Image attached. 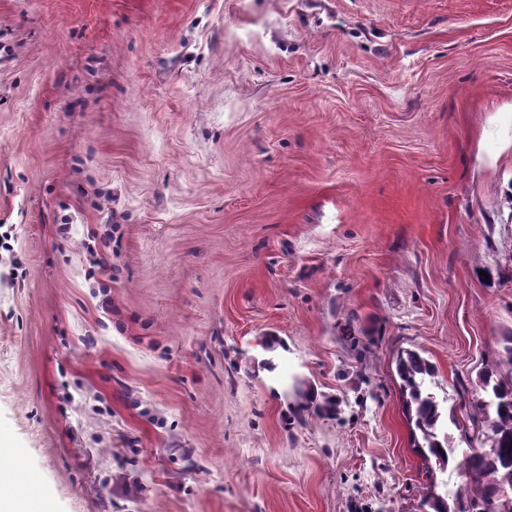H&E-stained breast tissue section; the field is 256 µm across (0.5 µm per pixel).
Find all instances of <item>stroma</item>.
Returning a JSON list of instances; mask_svg holds the SVG:
<instances>
[{"label":"stroma","mask_w":512,"mask_h":512,"mask_svg":"<svg viewBox=\"0 0 512 512\" xmlns=\"http://www.w3.org/2000/svg\"><path fill=\"white\" fill-rule=\"evenodd\" d=\"M1 224L42 512H419L399 353L464 451L512 330V0H0Z\"/></svg>","instance_id":"stroma-1"}]
</instances>
